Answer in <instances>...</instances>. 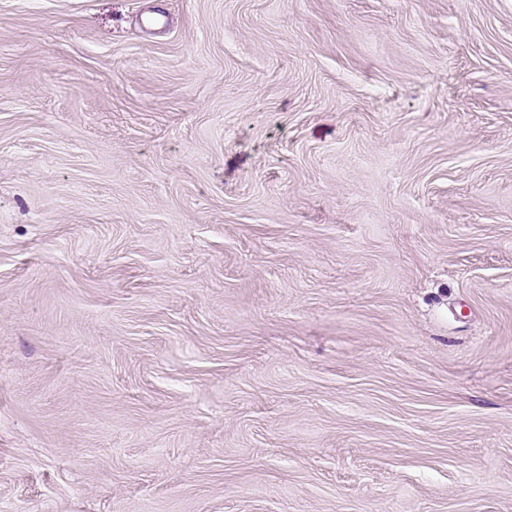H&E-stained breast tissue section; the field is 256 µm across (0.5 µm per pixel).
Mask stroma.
<instances>
[{
  "mask_svg": "<svg viewBox=\"0 0 512 512\" xmlns=\"http://www.w3.org/2000/svg\"><path fill=\"white\" fill-rule=\"evenodd\" d=\"M0 512H512V0H0Z\"/></svg>",
  "mask_w": 512,
  "mask_h": 512,
  "instance_id": "obj_1",
  "label": "stroma"
}]
</instances>
